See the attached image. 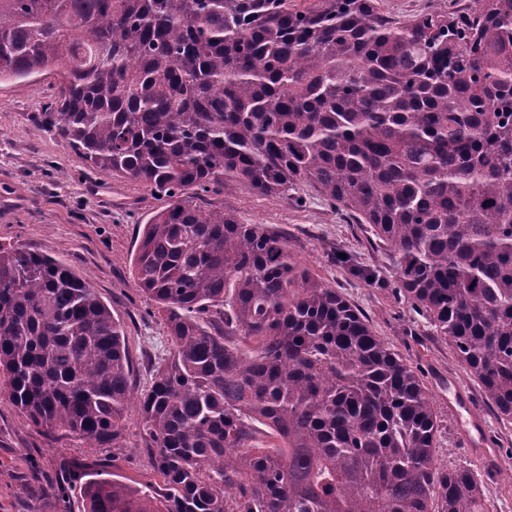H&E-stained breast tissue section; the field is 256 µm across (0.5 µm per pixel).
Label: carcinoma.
Returning a JSON list of instances; mask_svg holds the SVG:
<instances>
[{
    "instance_id": "1",
    "label": "carcinoma",
    "mask_w": 512,
    "mask_h": 512,
    "mask_svg": "<svg viewBox=\"0 0 512 512\" xmlns=\"http://www.w3.org/2000/svg\"><path fill=\"white\" fill-rule=\"evenodd\" d=\"M44 74L38 124L167 199L131 258L171 345L138 394L90 284L0 243V398L93 448L139 417L148 492L101 466L82 512H491L478 473L437 463L416 368L284 235L197 200L306 187L369 225L512 425V0H0V81ZM381 9L396 18H406L438 6L448 0H379Z\"/></svg>"
}]
</instances>
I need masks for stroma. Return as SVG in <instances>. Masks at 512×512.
<instances>
[{
	"mask_svg": "<svg viewBox=\"0 0 512 512\" xmlns=\"http://www.w3.org/2000/svg\"><path fill=\"white\" fill-rule=\"evenodd\" d=\"M57 83L48 76L0 82V243L44 251L70 265L120 319L127 336L135 383L145 387L151 361L167 357L166 329L153 304L136 287L130 259L138 228L164 201L130 180H114L91 168L64 140L31 120L51 111ZM302 205L249 193L234 183L203 197L201 205L265 224L288 238L294 255L341 294L404 360L416 367L432 394L442 424L441 466L478 470L496 512H512V428L488 408L466 367L409 303L396 293L387 248L373 244L368 225L303 188ZM345 254V263L335 255ZM137 414H130L123 449L112 470L133 487L150 480L139 457ZM495 445L499 461L485 465L474 453L482 439ZM105 456L74 438L35 432L7 401L0 400V512H57L44 496L47 481L95 467Z\"/></svg>",
	"mask_w": 512,
	"mask_h": 512,
	"instance_id": "stroma-1",
	"label": "stroma"
}]
</instances>
